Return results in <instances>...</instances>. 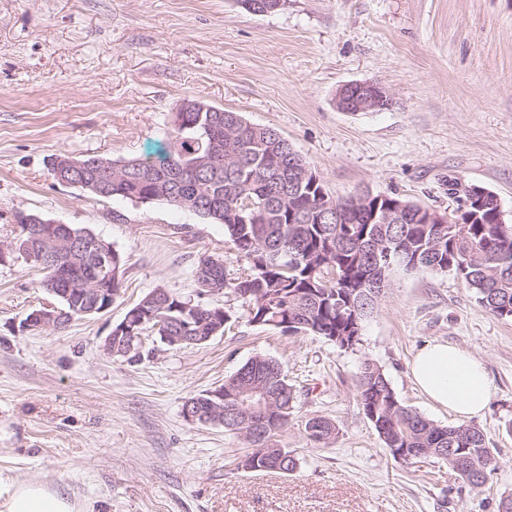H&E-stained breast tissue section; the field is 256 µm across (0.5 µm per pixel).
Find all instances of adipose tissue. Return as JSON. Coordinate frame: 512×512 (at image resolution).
<instances>
[{
  "instance_id": "ef3b65f1",
  "label": "adipose tissue",
  "mask_w": 512,
  "mask_h": 512,
  "mask_svg": "<svg viewBox=\"0 0 512 512\" xmlns=\"http://www.w3.org/2000/svg\"><path fill=\"white\" fill-rule=\"evenodd\" d=\"M410 372L419 391L461 422L480 416L491 381L480 360L444 342H429L414 355ZM0 512H77L73 502L42 482H21L6 491Z\"/></svg>"
}]
</instances>
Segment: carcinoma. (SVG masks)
I'll use <instances>...</instances> for the list:
<instances>
[{
	"label": "carcinoma",
	"mask_w": 512,
	"mask_h": 512,
	"mask_svg": "<svg viewBox=\"0 0 512 512\" xmlns=\"http://www.w3.org/2000/svg\"><path fill=\"white\" fill-rule=\"evenodd\" d=\"M174 149L161 165L137 160L114 161L88 157L90 181L102 177L99 163L112 165V179L101 191L88 193L103 199L121 198L146 203L166 201L224 226V236L246 264V273L230 277L224 259L203 255L195 269L193 306L208 312L202 335L224 334L231 309L204 304L201 298L226 293L245 300L248 322L280 328L284 332L320 336L339 348L349 349L354 331L352 308L360 319L373 313L370 298L373 282L388 286L394 270L448 272L459 276L477 295L482 308L500 318L512 319V226L497 223L496 209L471 211L460 224L427 223L428 208L399 197L373 198L369 207L402 203L397 224H369L367 211L344 208L339 217L319 224L313 209L327 195L323 182L311 185L295 180V170L309 163L275 129L247 121L239 113L178 112L173 118ZM21 242L53 257L39 265L40 284L62 269L71 296L93 304L88 288H110V267L124 274V259L112 250V259L91 258L96 247L84 252L70 239L49 227L21 230ZM188 298L162 287L143 295L132 308L147 315L145 327L161 325L160 331L180 335L186 319L180 304ZM363 414L374 424L386 448L396 460L408 461L406 448H430L433 458L457 469V448L469 457L471 473L461 477L471 486L485 484L497 469L494 449L483 431L460 424L440 426L403 405L383 370L366 362L356 383ZM224 393L261 388L272 398L280 415L295 409V393L281 363L256 355L224 380ZM305 427L317 442L335 434L324 417ZM245 469L290 474L299 459L286 448H267L256 458L244 456Z\"/></svg>",
	"instance_id": "carcinoma-1"
}]
</instances>
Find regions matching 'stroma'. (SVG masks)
Segmentation results:
<instances>
[{
    "instance_id": "1",
    "label": "stroma",
    "mask_w": 512,
    "mask_h": 512,
    "mask_svg": "<svg viewBox=\"0 0 512 512\" xmlns=\"http://www.w3.org/2000/svg\"><path fill=\"white\" fill-rule=\"evenodd\" d=\"M357 81L383 86L391 107L339 110L337 91ZM191 96L278 130L333 197L367 190L451 214L459 182L497 194L512 225V0H288L267 15L236 0H0V244L24 211L125 258L111 309L60 332L21 331L49 295L24 258L0 264V484H49L80 512H497L512 494V319L454 273L393 272L351 349L249 323L240 300L215 294L207 303L239 313L224 334L179 349L150 333L133 362L105 351L145 293L193 294L203 254L232 274L244 264L223 225L59 185L47 161L162 163ZM430 341L478 358L492 381L476 425L499 467L477 489L445 463L394 459L360 406L371 361L405 406L455 425L410 377ZM257 355L279 360L295 393L270 441L299 458L288 476L238 467L240 436L182 414ZM315 416L335 425L329 443L306 431Z\"/></svg>"
}]
</instances>
